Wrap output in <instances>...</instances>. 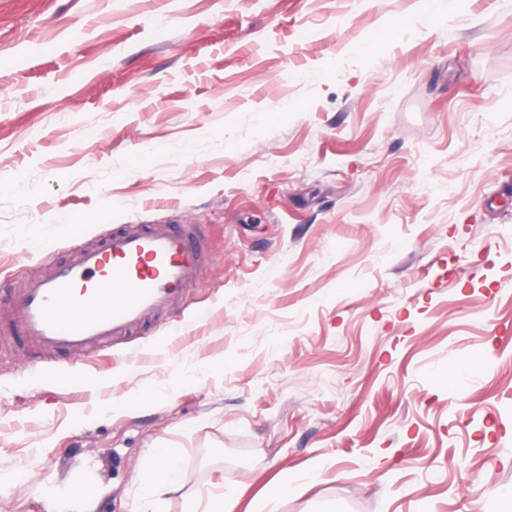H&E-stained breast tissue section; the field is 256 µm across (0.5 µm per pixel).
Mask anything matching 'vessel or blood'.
<instances>
[{
    "instance_id": "1",
    "label": "vessel or blood",
    "mask_w": 512,
    "mask_h": 512,
    "mask_svg": "<svg viewBox=\"0 0 512 512\" xmlns=\"http://www.w3.org/2000/svg\"><path fill=\"white\" fill-rule=\"evenodd\" d=\"M200 224H121L0 298V334L80 357L157 329L202 278Z\"/></svg>"
}]
</instances>
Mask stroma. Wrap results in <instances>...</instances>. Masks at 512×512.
I'll list each match as a JSON object with an SVG mask.
<instances>
[{
  "label": "stroma",
  "instance_id": "35a3bbf8",
  "mask_svg": "<svg viewBox=\"0 0 512 512\" xmlns=\"http://www.w3.org/2000/svg\"><path fill=\"white\" fill-rule=\"evenodd\" d=\"M156 223L176 333L0 355V512H512V0H0V289ZM167 463L158 471V477L146 483L138 494L134 506L140 501L157 500L172 485H175L179 477V466L174 456L169 455ZM45 512H92L87 497L65 491H52L45 498Z\"/></svg>",
  "mask_w": 512,
  "mask_h": 512
}]
</instances>
